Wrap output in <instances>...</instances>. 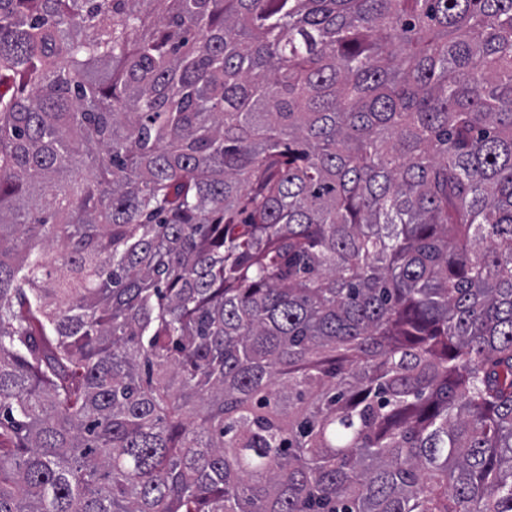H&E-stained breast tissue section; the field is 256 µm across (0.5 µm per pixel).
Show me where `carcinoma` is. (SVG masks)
Here are the masks:
<instances>
[{"label":"carcinoma","instance_id":"obj_1","mask_svg":"<svg viewBox=\"0 0 512 512\" xmlns=\"http://www.w3.org/2000/svg\"><path fill=\"white\" fill-rule=\"evenodd\" d=\"M0 512H512V0H0Z\"/></svg>","mask_w":512,"mask_h":512}]
</instances>
